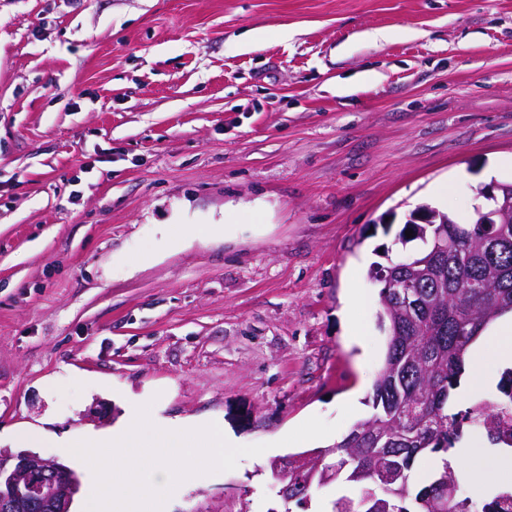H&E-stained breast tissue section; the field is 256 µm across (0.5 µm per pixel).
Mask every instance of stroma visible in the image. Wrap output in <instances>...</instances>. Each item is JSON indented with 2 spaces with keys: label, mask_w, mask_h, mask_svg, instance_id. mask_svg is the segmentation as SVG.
<instances>
[{
  "label": "stroma",
  "mask_w": 512,
  "mask_h": 512,
  "mask_svg": "<svg viewBox=\"0 0 512 512\" xmlns=\"http://www.w3.org/2000/svg\"><path fill=\"white\" fill-rule=\"evenodd\" d=\"M491 180L512 0H0V448L75 470L57 438L151 402L268 447L171 512H268L270 459L371 414L406 213L470 223Z\"/></svg>",
  "instance_id": "35a3bbf8"
}]
</instances>
